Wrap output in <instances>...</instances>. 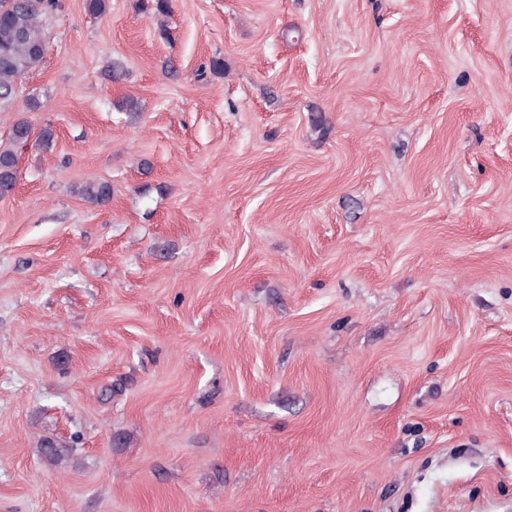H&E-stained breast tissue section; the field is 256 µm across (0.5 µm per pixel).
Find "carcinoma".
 <instances>
[{"label": "carcinoma", "mask_w": 512, "mask_h": 512, "mask_svg": "<svg viewBox=\"0 0 512 512\" xmlns=\"http://www.w3.org/2000/svg\"><path fill=\"white\" fill-rule=\"evenodd\" d=\"M59 0H0V110L16 99L18 86L29 73L40 68L49 49L45 18L54 14ZM32 136L28 121L15 122L8 141L0 143V198L10 195L19 180L18 149ZM93 203L104 204L111 198L105 183H90L80 190ZM45 437L40 445L41 459L57 470L68 468L73 460L74 444Z\"/></svg>", "instance_id": "1"}]
</instances>
